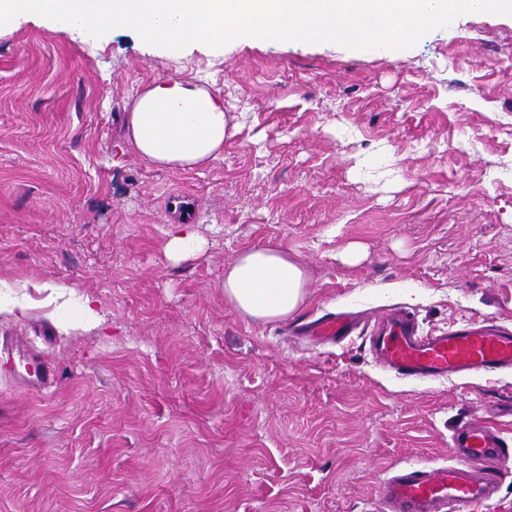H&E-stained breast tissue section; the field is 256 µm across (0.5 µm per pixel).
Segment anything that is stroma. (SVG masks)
<instances>
[{
  "label": "stroma",
  "mask_w": 512,
  "mask_h": 512,
  "mask_svg": "<svg viewBox=\"0 0 512 512\" xmlns=\"http://www.w3.org/2000/svg\"><path fill=\"white\" fill-rule=\"evenodd\" d=\"M170 80L224 104L205 166H157L128 136ZM173 224L201 250L171 260ZM268 245L308 272L298 324L402 308L425 332L512 325V16L388 52L0 26V280L30 289L0 342L25 337L57 372L29 393L0 355V512H379V481L452 463L464 422L512 442V371L404 379L367 336L312 345L242 317L224 269ZM44 281L104 324L62 331ZM39 292L44 294L43 304L46 307L58 309V301L63 299L62 307L68 308L74 306L76 315L71 317V323L82 322L98 323L102 320V314L98 309L96 301L89 295H79L72 286L65 283L49 281L40 284H34Z\"/></svg>",
  "instance_id": "1"
}]
</instances>
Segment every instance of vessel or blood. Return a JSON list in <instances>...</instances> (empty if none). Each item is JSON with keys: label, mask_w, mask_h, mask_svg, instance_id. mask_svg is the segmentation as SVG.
I'll return each instance as SVG.
<instances>
[{"label": "vessel or blood", "mask_w": 512, "mask_h": 512, "mask_svg": "<svg viewBox=\"0 0 512 512\" xmlns=\"http://www.w3.org/2000/svg\"><path fill=\"white\" fill-rule=\"evenodd\" d=\"M358 326L357 316L337 312L305 324L300 335L336 344ZM370 346L378 364L403 378L483 377L512 369V327L495 320L423 335L408 313L396 311L372 331ZM452 448L456 464L408 465L382 480L377 487L382 512H474L475 505L490 501L501 472L471 464L501 460L512 450L501 428L484 419L467 422L454 432Z\"/></svg>", "instance_id": "1"}]
</instances>
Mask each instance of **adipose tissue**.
Instances as JSON below:
<instances>
[{
	"instance_id": "ef3b65f1",
	"label": "adipose tissue",
	"mask_w": 512,
	"mask_h": 512,
	"mask_svg": "<svg viewBox=\"0 0 512 512\" xmlns=\"http://www.w3.org/2000/svg\"><path fill=\"white\" fill-rule=\"evenodd\" d=\"M131 139L139 153L163 166L194 168L224 149L227 122L223 106L209 93L179 81L155 84L137 100L129 115ZM308 276L302 263L283 246L244 250L224 270L225 300L243 317L258 322L297 315L306 298ZM47 307H75L73 323L102 319L95 300L72 286L38 284Z\"/></svg>"
}]
</instances>
